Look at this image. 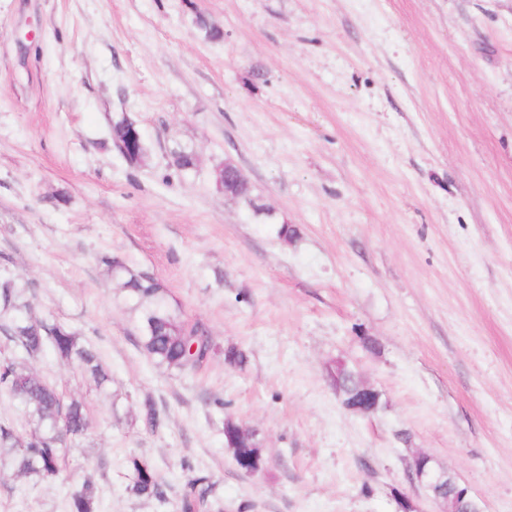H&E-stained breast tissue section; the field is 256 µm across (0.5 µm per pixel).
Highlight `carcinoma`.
I'll return each mask as SVG.
<instances>
[{"mask_svg": "<svg viewBox=\"0 0 512 512\" xmlns=\"http://www.w3.org/2000/svg\"><path fill=\"white\" fill-rule=\"evenodd\" d=\"M112 274L142 305V347L154 363L183 372L196 370L213 351L212 340L195 326L179 321L167 307L161 285L152 277L131 272L120 260L106 261ZM0 333L13 343L17 354L0 361V393L19 401L29 428L18 430L0 422V446L14 449L17 472L36 481L51 480L63 472L68 444L83 438L88 421L83 404L63 396L52 384L28 366L46 347L53 348L62 361L76 359L101 388L109 374L96 355L72 331L44 319L28 315V304L16 284L0 280ZM144 427L155 432L165 415L147 400L141 412ZM129 490L141 498L162 497L153 465L145 458L129 462ZM211 485L205 476L187 482L181 512H211ZM98 488L84 482L70 495V512H97Z\"/></svg>", "mask_w": 512, "mask_h": 512, "instance_id": "1", "label": "carcinoma"}]
</instances>
